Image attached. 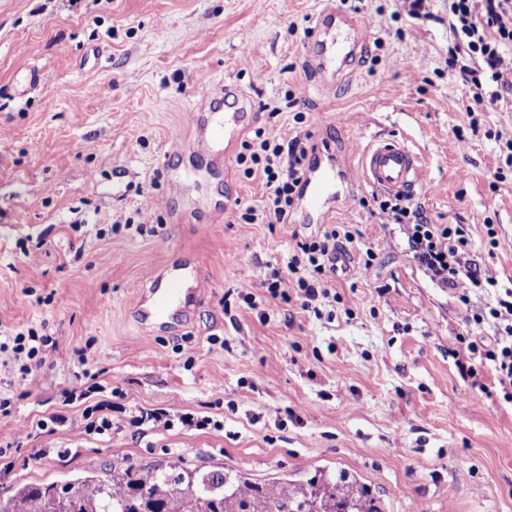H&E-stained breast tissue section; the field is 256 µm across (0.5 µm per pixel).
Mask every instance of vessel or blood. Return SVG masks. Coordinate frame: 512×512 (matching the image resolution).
<instances>
[{"instance_id": "obj_1", "label": "vessel or blood", "mask_w": 512, "mask_h": 512, "mask_svg": "<svg viewBox=\"0 0 512 512\" xmlns=\"http://www.w3.org/2000/svg\"><path fill=\"white\" fill-rule=\"evenodd\" d=\"M319 40L309 49L307 57L320 78L322 91L334 88L336 76L347 66L366 37V28L359 20L344 16L334 9L322 10L315 18ZM228 89L211 88L205 91L207 105L193 113L196 128L205 130L216 140L233 145L251 124V113L228 112L224 100ZM358 175L373 188L393 195H412L422 186L421 161L405 143L381 140L367 147L358 166ZM336 170L334 166L313 163L310 174L300 185V198L317 222H325L336 201ZM198 274L183 269L151 271L146 285L139 292L134 311L140 323L163 319L169 307L183 304L190 292L191 281Z\"/></svg>"}]
</instances>
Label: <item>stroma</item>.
Instances as JSON below:
<instances>
[{"mask_svg": "<svg viewBox=\"0 0 512 512\" xmlns=\"http://www.w3.org/2000/svg\"><path fill=\"white\" fill-rule=\"evenodd\" d=\"M329 6L368 30L332 95L306 62ZM430 11L415 17L407 0H0V329L42 325L56 340L34 380L0 381L12 400L0 446L20 448L1 501L117 457L162 470L177 455L258 483L344 469L389 512H512V401L474 403L452 354L466 314L389 223L384 193L338 182L327 225L356 241L336 264L335 300L308 312L260 280L325 225L298 207L284 227L244 223L266 195L238 160L242 143L216 175L205 149L188 148L203 87L224 83L249 99L256 126L329 153L340 173L370 142L403 141L422 165L412 204L429 223L465 225L470 259L512 289V103L468 115L469 86L448 66V0ZM33 68L44 80L30 88ZM182 258L200 266L201 300L175 329H144L133 309L146 273ZM82 371L122 392L111 436L80 433L101 394L64 401ZM158 409L211 424L134 425Z\"/></svg>", "mask_w": 512, "mask_h": 512, "instance_id": "obj_1", "label": "stroma"}]
</instances>
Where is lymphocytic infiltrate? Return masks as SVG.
<instances>
[{"mask_svg": "<svg viewBox=\"0 0 512 512\" xmlns=\"http://www.w3.org/2000/svg\"><path fill=\"white\" fill-rule=\"evenodd\" d=\"M448 23L454 34L448 64L470 80L476 104L486 109L497 106L504 96H512V0H448ZM244 148L265 176L266 193L262 214L248 212L247 223L287 224L311 151L300 140H284L276 130L265 127L256 128ZM381 209L392 223L403 225L417 262L432 280L454 290L467 324L476 328V335L458 337L455 354L460 370L469 377H476L480 364L492 370V384L478 386V401L497 391L512 400V290H505L495 303L474 306L473 293L495 286L497 280L469 259L464 226L428 223L405 196L383 202ZM354 240L352 231L333 228L297 241L287 274L271 270L262 284L275 297L284 281H292L301 308L315 309L317 302L330 295L328 284L336 273L337 252ZM487 325L495 331L490 341L478 334ZM55 348L53 336L32 327L0 333V353L10 356L9 361L0 362V373L22 382L29 380Z\"/></svg>", "mask_w": 512, "mask_h": 512, "instance_id": "lymphocytic-infiltrate-1", "label": "lymphocytic infiltrate"}]
</instances>
